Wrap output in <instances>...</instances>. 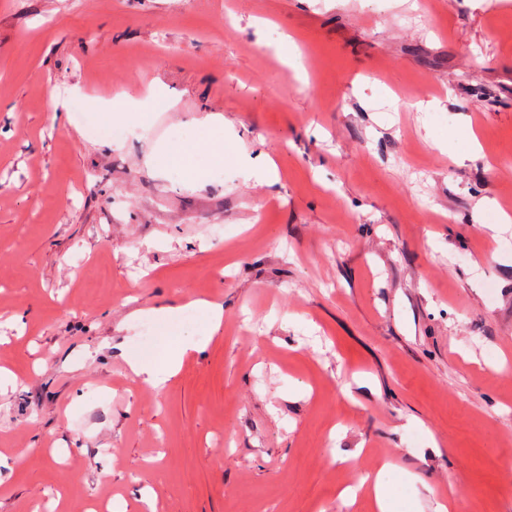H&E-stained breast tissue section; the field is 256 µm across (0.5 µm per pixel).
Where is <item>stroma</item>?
I'll return each mask as SVG.
<instances>
[{"mask_svg": "<svg viewBox=\"0 0 512 512\" xmlns=\"http://www.w3.org/2000/svg\"><path fill=\"white\" fill-rule=\"evenodd\" d=\"M506 213L512 0H0V512H340L384 460L395 512H512ZM208 132L207 140L209 160L213 165H224V117L220 114H207L195 120ZM149 163L154 167L177 166L190 172L196 169L193 149L178 142L161 144ZM202 346L196 342L183 340L165 353L166 363L164 370H159L151 357H142L130 360L129 365L133 374L145 385L151 387L156 394H160L167 381L175 376L184 360L191 353H198Z\"/></svg>", "mask_w": 512, "mask_h": 512, "instance_id": "1", "label": "stroma"}]
</instances>
